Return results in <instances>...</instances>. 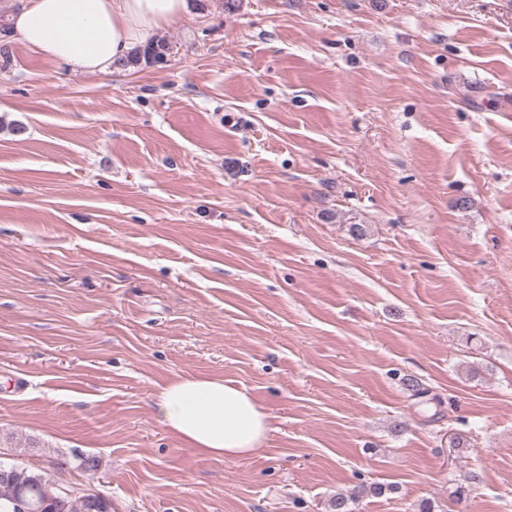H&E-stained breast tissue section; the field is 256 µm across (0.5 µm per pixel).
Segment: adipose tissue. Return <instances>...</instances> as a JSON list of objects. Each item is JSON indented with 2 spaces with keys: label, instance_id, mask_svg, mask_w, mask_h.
I'll use <instances>...</instances> for the list:
<instances>
[{
  "label": "adipose tissue",
  "instance_id": "adipose-tissue-1",
  "mask_svg": "<svg viewBox=\"0 0 512 512\" xmlns=\"http://www.w3.org/2000/svg\"><path fill=\"white\" fill-rule=\"evenodd\" d=\"M188 12V0H24L6 24L17 42L56 64L108 75ZM154 407L187 447L218 460L257 453L270 432L253 396L220 377H176L160 388Z\"/></svg>",
  "mask_w": 512,
  "mask_h": 512
}]
</instances>
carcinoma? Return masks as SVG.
I'll return each mask as SVG.
<instances>
[{
  "instance_id": "1",
  "label": "carcinoma",
  "mask_w": 512,
  "mask_h": 512,
  "mask_svg": "<svg viewBox=\"0 0 512 512\" xmlns=\"http://www.w3.org/2000/svg\"><path fill=\"white\" fill-rule=\"evenodd\" d=\"M169 42L158 39L138 47L120 64L123 70L137 69L142 65L157 66L168 56ZM392 491V487L380 483L361 484L350 493H337L330 500V512H353V506L364 496L381 497ZM60 491L52 475L44 470H32L24 466L10 465V475L0 480V512H22L25 504L33 506L35 512H88L86 501L80 497L66 499L57 507Z\"/></svg>"
}]
</instances>
